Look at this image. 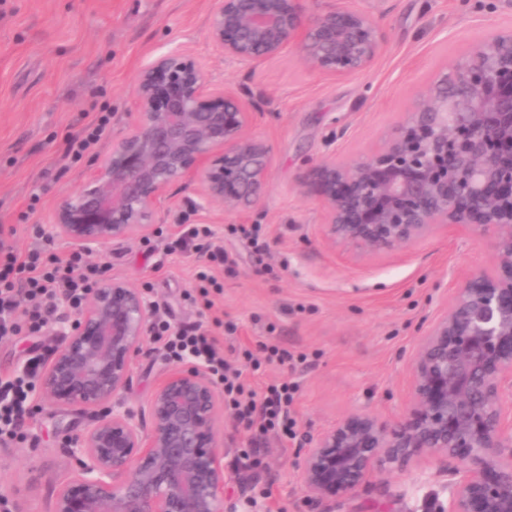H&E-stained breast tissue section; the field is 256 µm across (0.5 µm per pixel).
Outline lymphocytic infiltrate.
Returning <instances> with one entry per match:
<instances>
[{"instance_id": "obj_1", "label": "lymphocytic infiltrate", "mask_w": 512, "mask_h": 512, "mask_svg": "<svg viewBox=\"0 0 512 512\" xmlns=\"http://www.w3.org/2000/svg\"><path fill=\"white\" fill-rule=\"evenodd\" d=\"M100 274L99 268L85 265L80 253L68 258L44 248L17 254L13 247L0 245V339L14 335L21 325L31 332L45 328L57 300H67L78 308ZM166 325L157 335L166 336V348L175 357L191 355L203 359L214 377L223 385L224 395L238 424L252 430L253 444H261L268 434L282 438L294 436L295 421L290 408L296 391L288 382L268 385L264 392L249 388L243 379L244 368L259 371L262 362L243 352L244 367H235L225 359L219 340L194 325L175 336H167ZM39 360H31L23 375L0 377V440L13 438L29 413L31 380L39 371Z\"/></svg>"}]
</instances>
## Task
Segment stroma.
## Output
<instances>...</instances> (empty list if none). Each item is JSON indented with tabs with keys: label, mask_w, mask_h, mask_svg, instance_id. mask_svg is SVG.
<instances>
[{
	"label": "stroma",
	"mask_w": 512,
	"mask_h": 512,
	"mask_svg": "<svg viewBox=\"0 0 512 512\" xmlns=\"http://www.w3.org/2000/svg\"><path fill=\"white\" fill-rule=\"evenodd\" d=\"M383 28V52L366 71L345 80L309 72L289 51L263 67L224 57L208 35L218 0H0V227L17 253L72 248L54 235L51 216L77 193L112 135L135 110L133 86L155 57L181 45L207 65L214 85L249 89L263 101L251 127L271 146L265 196L249 207L197 208L196 183L171 187L169 206L148 237L104 247L92 265L149 295L172 327L230 324L221 348L261 354L276 344L306 355L295 368L268 367L247 375L262 391L287 378L299 389L293 405L296 436H267L250 452L249 433L224 413V506L229 512H317L300 479L299 452L308 440L354 410L395 420L406 410L412 363L429 321L471 270L489 267L486 242L462 231H438L389 254L354 257L320 233L323 215L301 179L327 156L361 161L412 112L435 76L461 60L495 30L512 27V0H349ZM111 113L107 134L79 161L68 139L98 113ZM208 224L228 260L209 266L205 255L170 253L187 224ZM234 224L260 225L262 256L232 234ZM221 287L204 309L192 298L202 267ZM58 307L48 330L0 341V375L49 358L69 318ZM174 364L164 343L148 337L131 364L124 393L146 405ZM24 429L0 442V498L9 512H52L75 470L65 443L87 430L89 416L30 399ZM428 459L408 472L378 476L336 512H422L438 483L420 474L447 468Z\"/></svg>",
	"instance_id": "stroma-1"
}]
</instances>
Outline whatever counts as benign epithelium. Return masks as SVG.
<instances>
[{"instance_id":"benign-epithelium-1","label":"benign epithelium","mask_w":512,"mask_h":512,"mask_svg":"<svg viewBox=\"0 0 512 512\" xmlns=\"http://www.w3.org/2000/svg\"><path fill=\"white\" fill-rule=\"evenodd\" d=\"M208 34L226 57L259 65L293 50L333 80L370 68L384 45L377 21L343 0H219ZM133 94L131 123L52 214L82 254L149 235L168 189L188 178L210 211L254 205L267 187L271 148L250 133L252 92L212 86L206 64L176 47L142 69ZM301 184L333 246L390 253L461 227L493 250L422 337L403 415L355 411L311 439L300 467L308 497L334 504L385 471L448 457L458 464L435 512H512V30L441 74L367 160L322 159ZM157 318L143 291L105 278L60 333L39 397L100 415L69 443L76 470L53 512H224V396L207 366L171 367L144 409L123 398Z\"/></svg>"}]
</instances>
